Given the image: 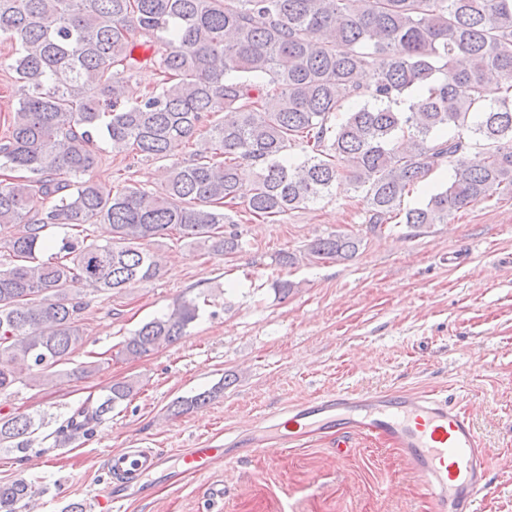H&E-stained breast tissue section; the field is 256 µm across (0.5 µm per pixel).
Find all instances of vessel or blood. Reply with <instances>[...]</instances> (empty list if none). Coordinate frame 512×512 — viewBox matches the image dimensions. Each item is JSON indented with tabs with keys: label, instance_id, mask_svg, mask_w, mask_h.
Here are the masks:
<instances>
[{
	"label": "vessel or blood",
	"instance_id": "obj_1",
	"mask_svg": "<svg viewBox=\"0 0 512 512\" xmlns=\"http://www.w3.org/2000/svg\"><path fill=\"white\" fill-rule=\"evenodd\" d=\"M260 435L212 437L169 454L155 448L108 453L110 474L97 505L103 512H124L128 502L149 496L150 480L170 482L172 464L183 474L202 477L223 460L226 449L252 454L285 452L304 434L332 438L337 448L352 435L384 440L426 481L434 512H476L488 487L489 457L470 416L434 391L418 393L338 391L322 394L284 410L260 414Z\"/></svg>",
	"mask_w": 512,
	"mask_h": 512
}]
</instances>
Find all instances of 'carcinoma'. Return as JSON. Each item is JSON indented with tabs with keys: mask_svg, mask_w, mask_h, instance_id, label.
Here are the masks:
<instances>
[{
	"mask_svg": "<svg viewBox=\"0 0 512 512\" xmlns=\"http://www.w3.org/2000/svg\"><path fill=\"white\" fill-rule=\"evenodd\" d=\"M0 41L11 45L0 67L18 85L0 169L26 172L0 181V231L15 229L0 268V393L65 374L85 342V296L164 274L150 242L174 232L216 257L239 253L227 207L283 216L344 179L365 193L376 232L411 188L451 163L448 185L405 212L417 235L512 186V0H0ZM140 48L148 55L136 56ZM147 63L161 80L141 92L132 81ZM491 84L500 95L489 100ZM465 131L487 142L480 166L465 161ZM98 138L133 158L198 149L170 165L155 194L91 178ZM296 144L301 159L288 156ZM93 224L109 226L105 243L88 241ZM49 226L74 234L45 258ZM361 245L336 232L303 257L350 260ZM199 317V304L182 299L126 338L121 354L173 344ZM132 394L133 383H111L58 436H90ZM35 431L28 414H0L1 448L25 450ZM32 494L24 480L0 483V512H20Z\"/></svg>",
	"mask_w": 512,
	"mask_h": 512,
	"instance_id": "carcinoma-1",
	"label": "carcinoma"
}]
</instances>
